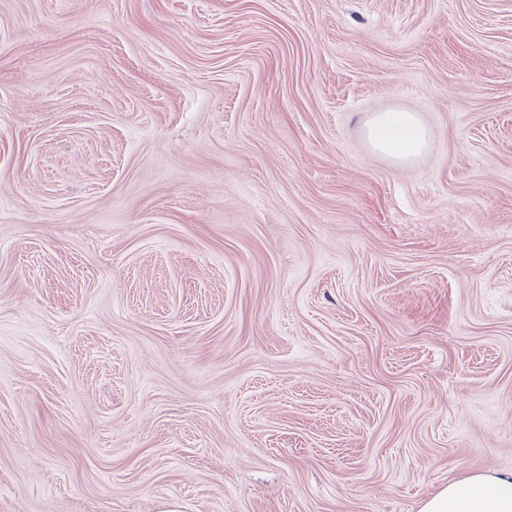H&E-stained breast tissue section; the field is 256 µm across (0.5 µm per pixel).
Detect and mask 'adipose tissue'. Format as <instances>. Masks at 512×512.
Segmentation results:
<instances>
[{
    "label": "adipose tissue",
    "mask_w": 512,
    "mask_h": 512,
    "mask_svg": "<svg viewBox=\"0 0 512 512\" xmlns=\"http://www.w3.org/2000/svg\"><path fill=\"white\" fill-rule=\"evenodd\" d=\"M366 136L373 150L400 162L419 156L429 141L416 114L403 110L374 113ZM419 512H512V473H479L449 482Z\"/></svg>",
    "instance_id": "ef3b65f1"
}]
</instances>
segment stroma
<instances>
[{
	"mask_svg": "<svg viewBox=\"0 0 512 512\" xmlns=\"http://www.w3.org/2000/svg\"><path fill=\"white\" fill-rule=\"evenodd\" d=\"M511 472L512 0H0V512ZM367 139L376 152L399 162L419 156L428 146V132L414 112L388 110L372 115Z\"/></svg>",
	"mask_w": 512,
	"mask_h": 512,
	"instance_id": "35a3bbf8",
	"label": "stroma"
}]
</instances>
